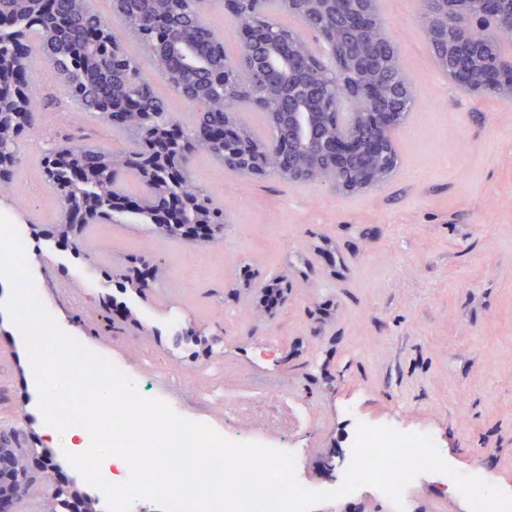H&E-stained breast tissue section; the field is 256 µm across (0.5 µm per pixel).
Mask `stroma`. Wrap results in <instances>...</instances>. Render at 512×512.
<instances>
[{"label":"stroma","mask_w":512,"mask_h":512,"mask_svg":"<svg viewBox=\"0 0 512 512\" xmlns=\"http://www.w3.org/2000/svg\"><path fill=\"white\" fill-rule=\"evenodd\" d=\"M378 6L420 98L405 120L412 138L395 141L400 165L378 187L342 195L244 178L202 155L196 177L226 214L220 242L165 238L122 213L61 243L40 159L53 135L98 120L49 102L0 214L23 232L48 307L93 351L124 346L133 379L149 351L158 372L236 363L296 387L327 420L296 435L306 482L339 480L354 402L369 419L432 434L454 469L512 494V104L441 87L417 0ZM133 258L162 281L125 282ZM281 275L284 303L271 313L261 291ZM17 336L0 314V422L24 417L37 435Z\"/></svg>","instance_id":"obj_1"}]
</instances>
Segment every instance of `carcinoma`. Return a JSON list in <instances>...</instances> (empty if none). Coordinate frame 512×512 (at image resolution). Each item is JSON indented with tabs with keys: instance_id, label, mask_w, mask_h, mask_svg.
<instances>
[{
	"instance_id": "carcinoma-1",
	"label": "carcinoma",
	"mask_w": 512,
	"mask_h": 512,
	"mask_svg": "<svg viewBox=\"0 0 512 512\" xmlns=\"http://www.w3.org/2000/svg\"><path fill=\"white\" fill-rule=\"evenodd\" d=\"M425 28L432 33L429 41L433 55L448 72L458 67L475 65L459 52L448 27L456 14L468 8L461 0H418ZM112 18L95 11L91 0H0V18L17 21L21 29L5 25L0 28V55L9 67L0 72V79L16 80L22 102H17L9 88L0 101V186L9 188L20 162L19 146L38 127L41 101L34 93L35 78L32 60H51L58 84L65 97L79 110L96 116L112 128L103 110L131 113L130 123L120 127L131 141L128 148H104L89 145L67 134L69 142L62 152L51 146L41 158V166L52 171L48 182L59 200L80 199L91 212L82 217L83 226L101 224L112 219V212L122 209L119 201L127 198L122 183L134 178L144 196L134 210L146 223H153L158 203L169 198L184 203L180 224L164 230L155 224L164 237L188 242L184 226L197 218L190 208L204 201L207 225L224 223V209L212 204L206 190L198 183L193 167L198 156H223L224 169L232 172L242 163L239 150L230 139L255 148L247 164L254 178L276 177L295 183L316 184L324 169L335 163L333 155L324 151L323 140L336 136V129L346 134L365 136L371 130L354 123L344 114L349 91L332 85L329 74L336 67L346 66L354 56L373 55L376 79L391 88L406 83V107L400 117L405 121L417 107L414 86L407 82L398 46L386 27L372 35V42L355 37L341 38L336 33L332 13L321 12L299 0L293 10L283 0H239L240 18L247 28L258 31L278 28L294 33L286 43H274L276 56L270 59L265 84L253 79L251 59L246 50L228 53L224 40L206 23L208 8L215 0H111ZM294 18L304 27L307 40L294 26L284 22ZM120 28L144 52L154 72L171 92L190 104L195 112L191 121L179 128L165 130L171 118L167 101L144 77L137 56L131 54L114 32ZM465 35L477 46L503 58L512 53V0H503L502 12L495 22L473 18ZM329 49L331 61L323 60L319 44ZM286 56L292 75L284 78L277 57ZM229 68L232 85L224 86V68ZM307 92L314 108L310 141L291 148L274 146L278 135H288L285 117L278 107L279 99L288 92ZM257 114L266 134L257 133L243 120L241 111ZM229 116H224V113ZM399 165L395 147L383 157L360 155L347 169L349 178H357L374 170L389 179Z\"/></svg>"
}]
</instances>
